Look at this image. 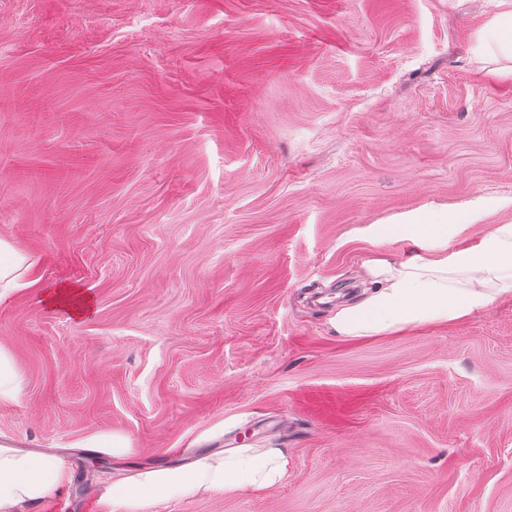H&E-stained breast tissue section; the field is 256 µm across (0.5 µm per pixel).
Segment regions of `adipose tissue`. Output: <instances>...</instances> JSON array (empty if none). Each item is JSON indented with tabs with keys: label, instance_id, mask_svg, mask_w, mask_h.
I'll list each match as a JSON object with an SVG mask.
<instances>
[{
	"label": "adipose tissue",
	"instance_id": "obj_1",
	"mask_svg": "<svg viewBox=\"0 0 512 512\" xmlns=\"http://www.w3.org/2000/svg\"><path fill=\"white\" fill-rule=\"evenodd\" d=\"M479 46L512 59V5L487 22ZM512 207V199L482 200L457 212L409 211L386 224H371L364 236L395 238L411 245L410 254L376 256L364 265L372 283L359 302L339 308L331 319L342 336L398 333L425 323H448L487 309L494 300L512 296V223L496 225L478 242L449 248L450 239L488 212ZM34 265L26 253L0 238V300L29 287ZM288 472V454L280 448H228L223 456L178 468L140 473L112 486V500L144 512L160 498L191 496L220 489L232 496L241 490L263 495ZM62 467L48 457L19 455L0 448V512H23L55 487L64 485Z\"/></svg>",
	"mask_w": 512,
	"mask_h": 512
}]
</instances>
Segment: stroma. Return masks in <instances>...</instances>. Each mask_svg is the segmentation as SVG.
Segmentation results:
<instances>
[{
    "instance_id": "1",
    "label": "stroma",
    "mask_w": 512,
    "mask_h": 512,
    "mask_svg": "<svg viewBox=\"0 0 512 512\" xmlns=\"http://www.w3.org/2000/svg\"><path fill=\"white\" fill-rule=\"evenodd\" d=\"M500 9L0 0V238L36 261L0 301L25 380L0 445L68 474L27 512H127L114 482L229 442L286 449L287 475L152 512H512V297L331 324L405 249L361 228L512 198V61L477 49ZM62 285L87 315L46 307Z\"/></svg>"
}]
</instances>
